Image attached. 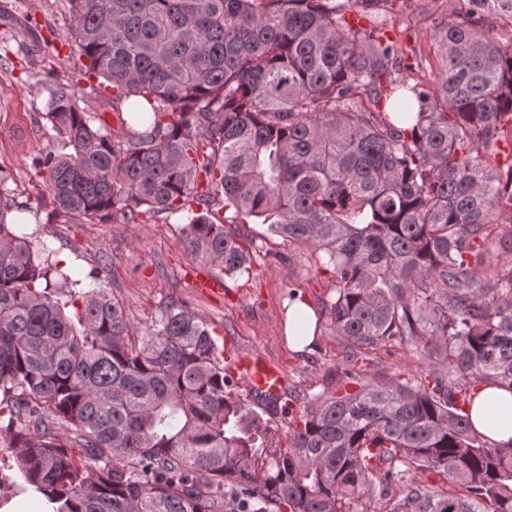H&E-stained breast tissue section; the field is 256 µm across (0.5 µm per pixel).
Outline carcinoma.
Masks as SVG:
<instances>
[{
	"instance_id": "1",
	"label": "carcinoma",
	"mask_w": 512,
	"mask_h": 512,
	"mask_svg": "<svg viewBox=\"0 0 512 512\" xmlns=\"http://www.w3.org/2000/svg\"><path fill=\"white\" fill-rule=\"evenodd\" d=\"M68 2L88 87L56 79L39 109L62 142L34 162L52 213L177 215L187 254L227 277L251 261L225 225L259 219L322 254L345 344L339 381L297 411L286 391L251 404L184 303L140 327L101 273L86 290L34 253L0 170V436L19 489L53 512H359L396 488L386 512H512V444L469 417L480 385L512 390V261L487 260L512 252V0H457L431 86L394 78L384 0ZM395 336L429 350L425 375L365 379L357 350ZM281 405L286 447L264 418Z\"/></svg>"
}]
</instances>
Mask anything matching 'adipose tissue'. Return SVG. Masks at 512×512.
Returning a JSON list of instances; mask_svg holds the SVG:
<instances>
[{"mask_svg":"<svg viewBox=\"0 0 512 512\" xmlns=\"http://www.w3.org/2000/svg\"><path fill=\"white\" fill-rule=\"evenodd\" d=\"M473 427L493 443H512V390L496 385H484L470 411Z\"/></svg>","mask_w":512,"mask_h":512,"instance_id":"ef3b65f1","label":"adipose tissue"}]
</instances>
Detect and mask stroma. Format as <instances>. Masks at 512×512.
<instances>
[{"mask_svg":"<svg viewBox=\"0 0 512 512\" xmlns=\"http://www.w3.org/2000/svg\"><path fill=\"white\" fill-rule=\"evenodd\" d=\"M14 2L0 0V34L8 38L7 54L0 57V169L15 201L34 218L25 227L33 251L52 250L85 283L91 272L101 271L104 288L141 325L151 322L160 304L184 300L216 330L225 364L241 355L257 357L282 370L287 390L299 401L320 393L340 359L337 337L324 324L312 346L294 351L285 335L290 300L318 310L336 295L333 274L324 271L312 249L249 221L239 231L252 254L251 277L225 278L222 291L203 297L193 288L192 276L208 273L209 267L187 255L177 218L84 224L52 215L33 162L62 144L47 136L38 108L53 77L78 79L80 53H57L58 41L72 38L66 0H22L19 9ZM454 5L455 0H395L383 13L391 37L401 46L400 70L409 83L428 85L438 76L434 31ZM422 361L419 350L394 338L370 351L363 368L371 379L404 381L420 376Z\"/></svg>","mask_w":512,"mask_h":512,"instance_id":"1","label":"stroma"}]
</instances>
